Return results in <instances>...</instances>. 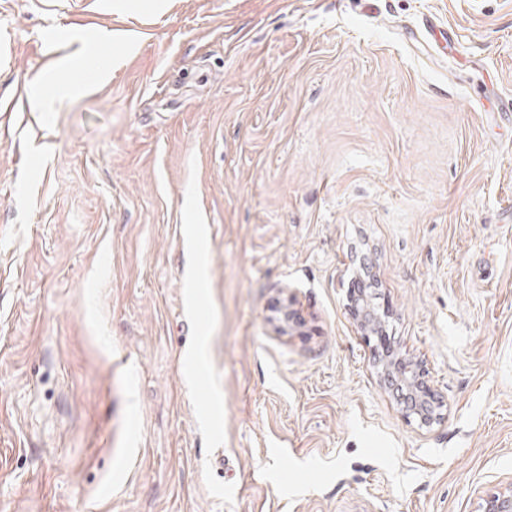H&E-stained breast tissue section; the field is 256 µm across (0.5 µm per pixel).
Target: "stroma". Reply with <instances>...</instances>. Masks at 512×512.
<instances>
[{
    "instance_id": "35a3bbf8",
    "label": "stroma",
    "mask_w": 512,
    "mask_h": 512,
    "mask_svg": "<svg viewBox=\"0 0 512 512\" xmlns=\"http://www.w3.org/2000/svg\"><path fill=\"white\" fill-rule=\"evenodd\" d=\"M1 95L0 512L512 490V0H0ZM364 264L432 428L348 311ZM377 336L384 358L383 382L390 389L407 418L417 417L421 427H431L443 419L446 405L428 384L424 367L411 359L394 357V348L385 340V333Z\"/></svg>"
}]
</instances>
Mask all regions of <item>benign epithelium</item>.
<instances>
[{"label":"benign epithelium","instance_id":"7a95c632","mask_svg":"<svg viewBox=\"0 0 512 512\" xmlns=\"http://www.w3.org/2000/svg\"><path fill=\"white\" fill-rule=\"evenodd\" d=\"M348 310L353 318L364 321L367 314L366 289L357 285L349 290ZM384 358L383 382L408 418L416 417L422 427H430L443 419L445 401L427 381L424 367L411 359L393 356L394 348L378 335ZM485 512H512V494L495 495L487 499Z\"/></svg>","mask_w":512,"mask_h":512}]
</instances>
